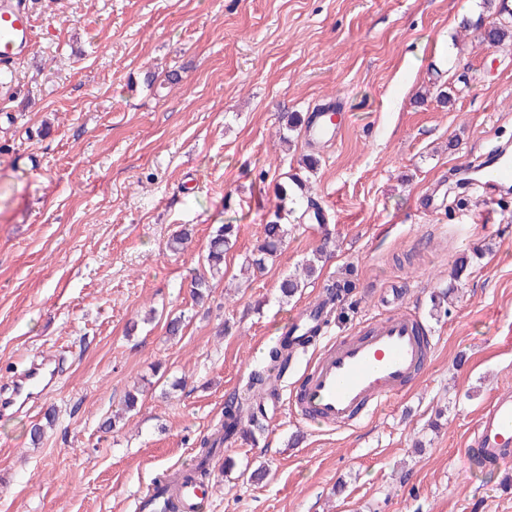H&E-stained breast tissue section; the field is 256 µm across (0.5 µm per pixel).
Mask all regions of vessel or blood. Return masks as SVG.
I'll return each mask as SVG.
<instances>
[{
    "mask_svg": "<svg viewBox=\"0 0 512 512\" xmlns=\"http://www.w3.org/2000/svg\"><path fill=\"white\" fill-rule=\"evenodd\" d=\"M33 22L21 0H0V69L9 70L28 48ZM336 105L329 102L314 110L308 138L327 143L338 134ZM415 318L396 311L375 319L367 330L327 341L314 357L287 404L291 413L310 424L336 429L357 425L387 400L399 395L420 373L433 349L415 332ZM50 387L38 369H31L15 384L14 394H46ZM466 460L493 465L512 463V392L496 395L482 414L465 451ZM176 496L182 512H197L202 492L195 485L172 488L155 485L143 492L142 504L159 512L165 497Z\"/></svg>",
    "mask_w": 512,
    "mask_h": 512,
    "instance_id": "vessel-or-blood-1",
    "label": "vessel or blood"
}]
</instances>
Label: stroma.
<instances>
[{
  "label": "stroma",
  "mask_w": 512,
  "mask_h": 512,
  "mask_svg": "<svg viewBox=\"0 0 512 512\" xmlns=\"http://www.w3.org/2000/svg\"><path fill=\"white\" fill-rule=\"evenodd\" d=\"M28 7L34 42L0 80V387L45 356L59 376L34 407L0 415V512H135L246 397L289 316L337 282L351 288L330 337L409 309L436 345L427 370L349 430L252 402L261 428L211 460L205 512H512V468L463 464L480 415L512 390V200L481 223L478 194L449 186L512 145V40L480 43L482 0ZM331 99L346 114L335 141L286 132L288 114ZM308 154L324 223L294 210L274 260L242 280L276 186ZM227 223L238 241L195 304ZM182 231L186 249L170 251ZM320 247L319 274L281 302V280ZM134 388L123 428L101 431Z\"/></svg>",
  "instance_id": "1"
}]
</instances>
